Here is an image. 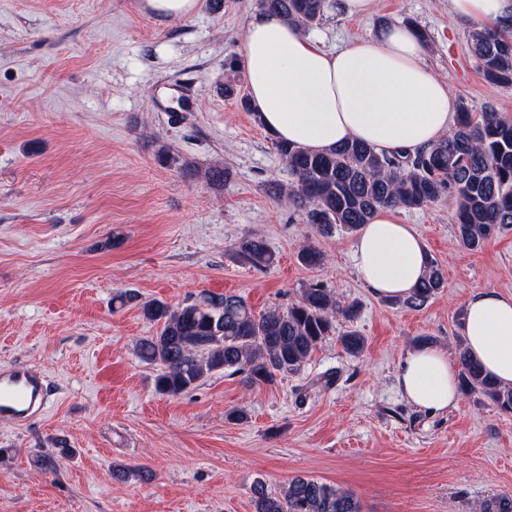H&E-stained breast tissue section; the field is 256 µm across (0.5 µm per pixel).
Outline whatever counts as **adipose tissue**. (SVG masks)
Returning a JSON list of instances; mask_svg holds the SVG:
<instances>
[{
  "label": "adipose tissue",
  "instance_id": "1",
  "mask_svg": "<svg viewBox=\"0 0 512 512\" xmlns=\"http://www.w3.org/2000/svg\"><path fill=\"white\" fill-rule=\"evenodd\" d=\"M448 6L485 28L512 24V0H448ZM240 57L262 126L298 149L330 150L358 140L384 154H413L439 141L456 114L447 81L428 69L417 32L405 25L328 51L260 11L245 25ZM352 260L373 295L404 298L422 279L430 256L413 225L403 223L397 210L382 209L360 227ZM462 332L471 359L512 386V295L472 292ZM457 375L446 350L421 346L405 353L397 382L409 403L439 414L460 402Z\"/></svg>",
  "mask_w": 512,
  "mask_h": 512
}]
</instances>
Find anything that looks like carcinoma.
<instances>
[{"mask_svg":"<svg viewBox=\"0 0 512 512\" xmlns=\"http://www.w3.org/2000/svg\"><path fill=\"white\" fill-rule=\"evenodd\" d=\"M261 10L305 29L322 19L326 0H258ZM470 48L484 79L512 84V30L477 26ZM292 180L272 181L267 191L292 206L305 223L322 236L341 226L355 231L379 209H421L449 195L455 199V223L461 244L476 251L504 225L512 224V117L489 110L475 119L464 107L453 134L424 153L392 155L351 141L328 151H304L277 145ZM240 261L254 267L274 264L265 240L241 239ZM307 266L319 265L324 254L308 243L298 253ZM445 287L435 260L403 300L421 307ZM143 316L159 325L153 336L138 339L134 351L156 367L155 391L176 397L196 388L216 372L243 374L251 386L271 383L276 375L296 372L333 330L336 316L351 320L355 305L339 304L319 284L302 290L300 300L254 313L240 296L202 291L182 304L158 299L140 303ZM348 353L360 354L364 337L346 332L340 337ZM459 385L464 395L480 394L505 413L512 412V387L497 384L458 350ZM255 512H362L351 490L297 476L272 493L258 481L252 490ZM476 512H512V495L502 494L479 503Z\"/></svg>","mask_w":512,"mask_h":512,"instance_id":"1","label":"carcinoma"}]
</instances>
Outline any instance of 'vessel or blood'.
<instances>
[{
    "label": "vessel or blood",
    "mask_w": 512,
    "mask_h": 512,
    "mask_svg": "<svg viewBox=\"0 0 512 512\" xmlns=\"http://www.w3.org/2000/svg\"><path fill=\"white\" fill-rule=\"evenodd\" d=\"M49 404V382L40 371L23 365L0 367V423L24 426Z\"/></svg>",
    "instance_id": "obj_1"
}]
</instances>
